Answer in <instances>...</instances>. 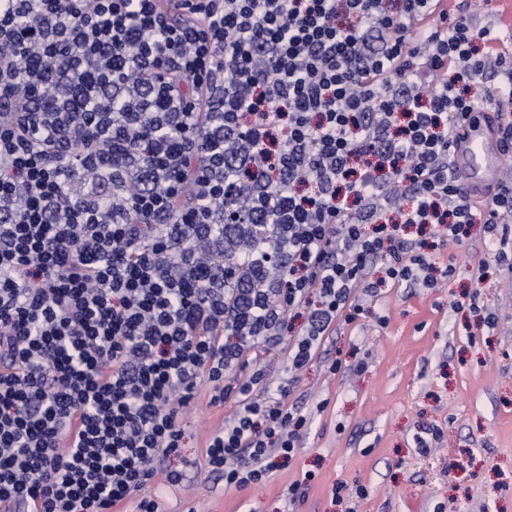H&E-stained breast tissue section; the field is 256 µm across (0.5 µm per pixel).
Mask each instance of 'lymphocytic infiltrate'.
Masks as SVG:
<instances>
[{
    "label": "lymphocytic infiltrate",
    "mask_w": 512,
    "mask_h": 512,
    "mask_svg": "<svg viewBox=\"0 0 512 512\" xmlns=\"http://www.w3.org/2000/svg\"><path fill=\"white\" fill-rule=\"evenodd\" d=\"M427 3L0 0V512H161L202 397L211 473L263 485L337 322L437 285L386 212L512 260V180L480 212L449 162L481 101L512 148V45Z\"/></svg>",
    "instance_id": "lymphocytic-infiltrate-1"
}]
</instances>
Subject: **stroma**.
<instances>
[{
	"instance_id": "35a3bbf8",
	"label": "stroma",
	"mask_w": 512,
	"mask_h": 512,
	"mask_svg": "<svg viewBox=\"0 0 512 512\" xmlns=\"http://www.w3.org/2000/svg\"><path fill=\"white\" fill-rule=\"evenodd\" d=\"M488 253L473 225L466 247L432 251L436 288L381 289L355 323H337L292 395L309 419L305 444L265 485L228 490L208 472L206 437L232 407L198 400L183 415L185 490L151 487L163 512H282L308 470L296 512H512V269ZM428 428L439 440L424 454ZM340 482L352 495L338 503Z\"/></svg>"
}]
</instances>
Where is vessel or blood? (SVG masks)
Masks as SVG:
<instances>
[{"mask_svg":"<svg viewBox=\"0 0 512 512\" xmlns=\"http://www.w3.org/2000/svg\"><path fill=\"white\" fill-rule=\"evenodd\" d=\"M486 105H479L465 123L463 139L451 153L459 186L472 201L483 189L495 186L502 169L496 129L484 118Z\"/></svg>","mask_w":512,"mask_h":512,"instance_id":"obj_1","label":"vessel or blood"}]
</instances>
